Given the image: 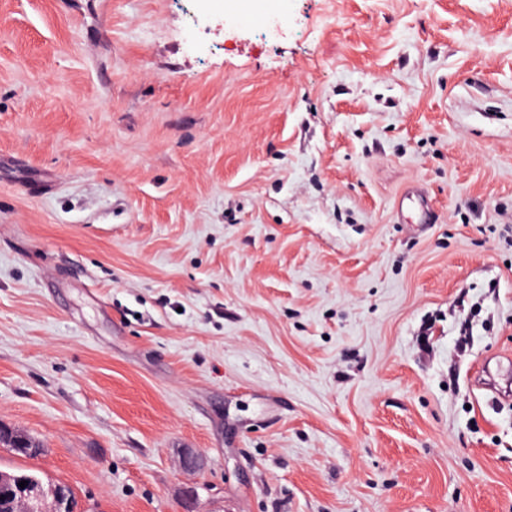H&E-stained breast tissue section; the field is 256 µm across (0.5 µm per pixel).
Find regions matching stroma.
I'll use <instances>...</instances> for the list:
<instances>
[{"mask_svg":"<svg viewBox=\"0 0 512 512\" xmlns=\"http://www.w3.org/2000/svg\"><path fill=\"white\" fill-rule=\"evenodd\" d=\"M282 17L0 0V425L43 446L0 470L78 512H512V0ZM411 204L418 209V219L416 224H432L436 219V213L430 210L427 202L423 199L418 200L410 189H405L397 199V208L403 209L405 204Z\"/></svg>","mask_w":512,"mask_h":512,"instance_id":"1","label":"stroma"}]
</instances>
